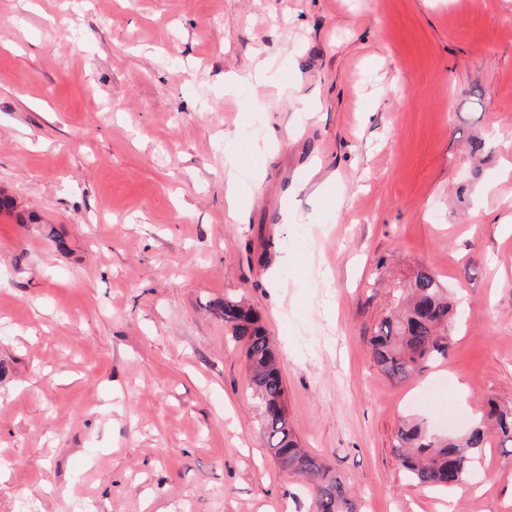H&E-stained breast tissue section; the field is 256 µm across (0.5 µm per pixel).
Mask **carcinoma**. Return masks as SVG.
<instances>
[{"mask_svg":"<svg viewBox=\"0 0 512 512\" xmlns=\"http://www.w3.org/2000/svg\"><path fill=\"white\" fill-rule=\"evenodd\" d=\"M402 309L386 317L369 339L370 354L386 375L402 380L441 364L450 350L449 329L457 312L445 284L419 268ZM224 325L241 345L249 388L263 410L271 454L279 465L314 482L316 512H356L350 488L332 469L308 454L288 423L286 390L277 353L260 316L237 298H224ZM512 443V407L488 400V409L465 434L443 437L421 423L399 428L395 451L409 480L430 490L456 493L470 485L487 437Z\"/></svg>","mask_w":512,"mask_h":512,"instance_id":"cac0c4a2","label":"carcinoma"}]
</instances>
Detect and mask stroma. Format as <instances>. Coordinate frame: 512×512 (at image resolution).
Here are the masks:
<instances>
[{
	"label": "stroma",
	"mask_w": 512,
	"mask_h": 512,
	"mask_svg": "<svg viewBox=\"0 0 512 512\" xmlns=\"http://www.w3.org/2000/svg\"><path fill=\"white\" fill-rule=\"evenodd\" d=\"M0 190L37 217L0 214V512H313L228 295L358 512H512L499 438L452 497L394 451L408 420L459 433L512 402V0H0ZM419 267L458 320L399 381L368 340ZM224 325L244 352L248 385L262 406L269 449L278 464L314 482L316 512H356L344 480L300 448L289 426L279 359L260 316L236 297L227 296Z\"/></svg>",
	"instance_id": "obj_1"
}]
</instances>
